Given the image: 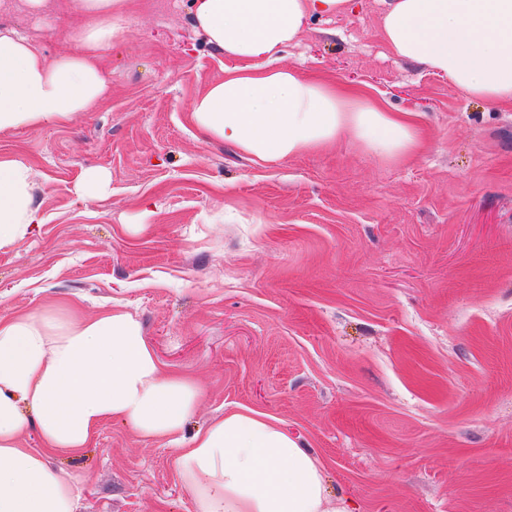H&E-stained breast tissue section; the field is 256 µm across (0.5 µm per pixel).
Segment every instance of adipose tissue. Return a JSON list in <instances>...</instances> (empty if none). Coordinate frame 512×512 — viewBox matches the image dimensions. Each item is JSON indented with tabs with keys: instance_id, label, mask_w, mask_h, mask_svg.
I'll return each mask as SVG.
<instances>
[{
	"instance_id": "obj_1",
	"label": "adipose tissue",
	"mask_w": 512,
	"mask_h": 512,
	"mask_svg": "<svg viewBox=\"0 0 512 512\" xmlns=\"http://www.w3.org/2000/svg\"><path fill=\"white\" fill-rule=\"evenodd\" d=\"M350 2L193 0L194 28L235 61L192 100L197 132L263 161L344 135L378 158L415 157L423 133L414 113L274 63L311 17ZM68 7L76 24L51 60L0 28V136L65 124L111 97L105 62L123 32L124 0ZM381 36L396 58L427 66L468 97L512 104V0H390ZM39 221L31 166L0 156V248ZM202 397L199 381L162 362L129 313L90 317L61 303L0 316V512H77L81 476L54 471L48 459L80 456L110 421L178 443L175 466L195 512H355L350 499L329 497L322 464L269 415L232 412L185 435ZM31 429L40 445L22 447Z\"/></svg>"
}]
</instances>
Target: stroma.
<instances>
[{"mask_svg":"<svg viewBox=\"0 0 512 512\" xmlns=\"http://www.w3.org/2000/svg\"><path fill=\"white\" fill-rule=\"evenodd\" d=\"M388 2L313 17L276 57L417 113L425 147L404 164L345 137L273 162L202 140L189 105L233 60L191 0H127L109 102L0 136L36 171L43 218L0 249V315L130 313L203 386L188 431L273 416L359 512H512V105L391 55ZM65 4L32 17L12 0L0 26L55 56ZM91 166L110 192L84 201ZM175 456L112 421L50 465L85 476L78 512H195ZM109 174L98 167L86 168L75 186L77 196L84 201H92L108 194Z\"/></svg>","mask_w":512,"mask_h":512,"instance_id":"stroma-1","label":"stroma"}]
</instances>
